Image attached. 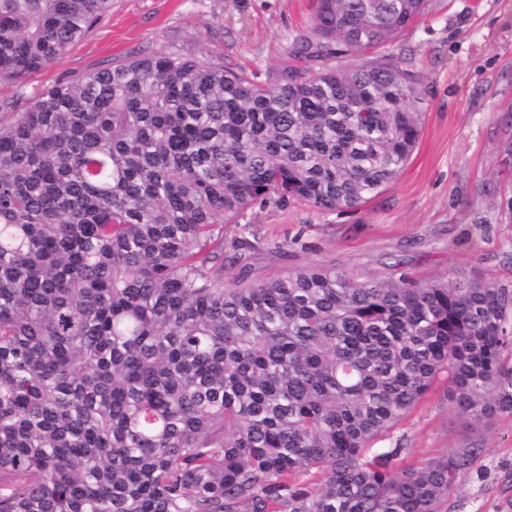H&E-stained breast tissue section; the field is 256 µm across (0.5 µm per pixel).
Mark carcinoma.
<instances>
[{"mask_svg": "<svg viewBox=\"0 0 512 512\" xmlns=\"http://www.w3.org/2000/svg\"><path fill=\"white\" fill-rule=\"evenodd\" d=\"M428 6L316 0L266 84L158 53L0 122V512H440L470 454L397 472L374 444L443 372L460 416L512 412V289L334 266L224 284V225L253 203L354 209L400 175L422 79L325 62ZM111 11L0 0V80Z\"/></svg>", "mask_w": 512, "mask_h": 512, "instance_id": "carcinoma-1", "label": "carcinoma"}]
</instances>
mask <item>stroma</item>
I'll list each match as a JSON object with an SVG mask.
<instances>
[{"label": "stroma", "instance_id": "1", "mask_svg": "<svg viewBox=\"0 0 512 512\" xmlns=\"http://www.w3.org/2000/svg\"><path fill=\"white\" fill-rule=\"evenodd\" d=\"M315 0H113L111 12L50 66L0 81V120L60 80L142 54L201 57L271 80L293 39L311 32ZM427 88L422 131L401 174L357 209L306 203L254 205L224 227V281L260 282L332 265L347 274L422 285L458 275L512 285V0H430L428 11L385 48ZM254 248L237 257L231 244ZM397 467L467 451L442 512H512V412L467 426L440 374L382 440Z\"/></svg>", "mask_w": 512, "mask_h": 512}]
</instances>
